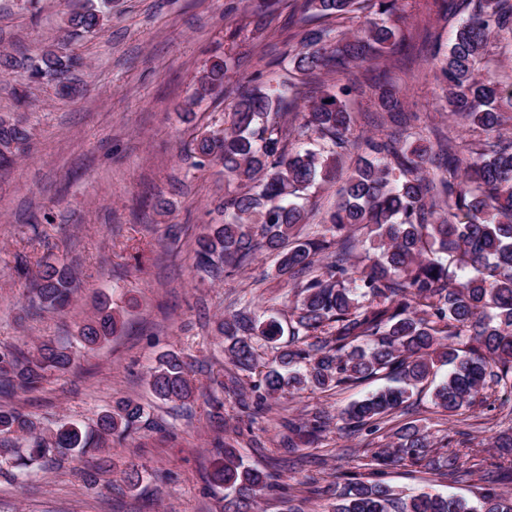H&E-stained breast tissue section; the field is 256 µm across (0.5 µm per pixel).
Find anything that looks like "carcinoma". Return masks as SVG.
Here are the masks:
<instances>
[{
  "label": "carcinoma",
  "instance_id": "obj_1",
  "mask_svg": "<svg viewBox=\"0 0 512 512\" xmlns=\"http://www.w3.org/2000/svg\"><path fill=\"white\" fill-rule=\"evenodd\" d=\"M400 0H302L299 10L350 19L358 11L390 16ZM111 11L91 0H76L64 19L67 30L99 32ZM512 36V0H476L456 30L444 62L435 74L446 109L487 135L462 148L451 139L423 144L407 134L400 90L388 79L380 84L379 104L397 119L401 130L365 141V154L338 191L335 207L323 219V232L301 235L309 213L298 203L322 180L333 179L343 154L353 146L352 115L346 98L355 84L345 83L298 106L297 77L315 71L343 73L382 56L396 45V31L384 20L365 19L351 35L333 29L311 31L301 39L285 77L227 91L226 63L212 62L197 95L233 94L224 127L194 139L200 167L224 165L227 186L218 209L224 222L210 224L195 239L197 268L221 281L258 254L275 257L279 275L297 280L288 327L275 317L257 315L247 304L222 317L216 335L224 352L242 372L257 363L256 344L276 351L278 365L254 385L251 400L240 398L249 415L269 402L299 391H328L386 375L397 385L352 403L338 415L344 429L374 434L380 424L403 409L412 391L435 375L439 363L451 369L435 385L434 405L453 417L482 402L485 390H512V142H501L512 117V83L479 75V64L491 39ZM78 58L68 43L44 48L31 61L33 81H54L65 98L82 91L72 77ZM331 143L329 155L312 149L290 150V139ZM30 131L18 120L0 119V167L24 155ZM374 233L373 255L357 264L350 256L355 233ZM77 290L71 269L46 263L31 280V303L38 312L62 313ZM120 319L107 298L99 314L80 329L83 347L109 340ZM288 335V344L278 345ZM77 352L43 341L35 350L0 349V393L37 390L52 371L68 369ZM148 385L163 401H186L197 390L191 365L175 352L162 355L149 372ZM148 416L146 406L126 398L103 411L93 429L63 419L45 432L34 417L0 406V457L24 469L68 455L102 454L112 442L137 433ZM330 418L318 412L310 419L288 421L292 451L298 442L318 438ZM396 441L375 452L380 465L426 462L428 470L454 478L460 454L439 453L427 429L408 423L394 433ZM489 456L512 452V431L482 448ZM123 482L136 490L141 466L129 461ZM368 482L348 479L332 512H512V464L479 477L484 483L475 501L423 492L404 496L372 472ZM211 483L238 494L224 512H241L248 496L274 491L270 476L244 463L240 453L224 447L214 459Z\"/></svg>",
  "mask_w": 512,
  "mask_h": 512
}]
</instances>
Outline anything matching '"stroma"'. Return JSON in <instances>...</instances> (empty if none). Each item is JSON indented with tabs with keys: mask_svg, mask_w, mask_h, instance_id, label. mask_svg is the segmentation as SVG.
I'll list each match as a JSON object with an SVG mask.
<instances>
[{
	"mask_svg": "<svg viewBox=\"0 0 512 512\" xmlns=\"http://www.w3.org/2000/svg\"><path fill=\"white\" fill-rule=\"evenodd\" d=\"M403 4L397 46L354 70L363 92L347 99L350 138L377 134L370 118L380 110L376 85L386 70L406 111L418 116L415 130L438 128L468 142V126L447 117L433 77L468 12L442 14L439 0ZM72 7V0H0V51L16 61L0 76V115L23 117L31 131L24 159L0 169V348L50 340L82 351L79 365L10 398L43 427L64 418L92 427L127 396L146 404L145 428L109 451L115 465L141 464L144 480L133 492L117 475L92 485L95 456L68 457L19 478L0 474V512H223L225 491L208 474L215 448L225 442L282 486L257 494L250 512H329L348 476L365 478L372 454L403 423L426 427L435 443L453 450L459 439L474 448L512 427V392L489 389L481 405L450 418L423 391L376 434L349 435L333 426L317 444L292 454L282 444L285 420L318 411L336 417L378 381L305 391L270 403L254 418L228 392L223 408H215L210 394L218 382L234 378L251 393L273 359L270 348L259 346L255 371L235 373L215 332L217 318L248 304L258 315L287 320L292 285L265 257L220 283L200 278L195 237L219 220L210 208L224 193V167H195L190 143L222 128L226 103L197 98L198 79L220 58L232 84L278 79L303 33L335 27L336 20L292 14L285 2L269 13L259 0H112L102 33L68 39L83 63L75 73L82 94L60 97L47 82L29 108L17 107L13 92L29 82L27 58L65 37L62 19ZM172 224L179 238L169 236ZM46 262L72 269L76 300L61 314L27 313L30 280L18 266L34 271ZM102 293L122 314L124 328L86 351L78 332ZM168 351L182 353L200 381L183 405L157 401L147 384L149 369ZM384 479L408 494L470 498L476 491L473 479L453 481L421 466L389 467Z\"/></svg>",
	"mask_w": 512,
	"mask_h": 512,
	"instance_id": "obj_1",
	"label": "stroma"
}]
</instances>
